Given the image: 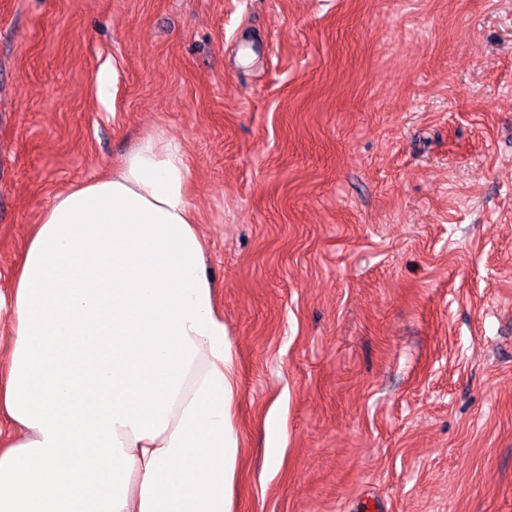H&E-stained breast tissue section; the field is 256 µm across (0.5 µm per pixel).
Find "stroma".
<instances>
[{
  "instance_id": "35a3bbf8",
  "label": "stroma",
  "mask_w": 512,
  "mask_h": 512,
  "mask_svg": "<svg viewBox=\"0 0 512 512\" xmlns=\"http://www.w3.org/2000/svg\"><path fill=\"white\" fill-rule=\"evenodd\" d=\"M155 133L235 353V512H512V0H0V292Z\"/></svg>"
}]
</instances>
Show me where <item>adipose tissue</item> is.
<instances>
[{
  "label": "adipose tissue",
  "instance_id": "ef3b65f1",
  "mask_svg": "<svg viewBox=\"0 0 512 512\" xmlns=\"http://www.w3.org/2000/svg\"><path fill=\"white\" fill-rule=\"evenodd\" d=\"M180 145L56 194L9 295L0 512H234V352Z\"/></svg>",
  "mask_w": 512,
  "mask_h": 512
}]
</instances>
